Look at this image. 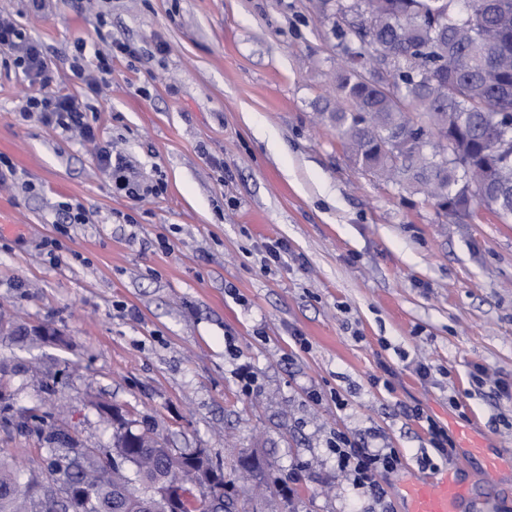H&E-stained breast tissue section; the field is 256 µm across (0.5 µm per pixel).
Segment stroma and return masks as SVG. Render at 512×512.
Listing matches in <instances>:
<instances>
[{"mask_svg": "<svg viewBox=\"0 0 512 512\" xmlns=\"http://www.w3.org/2000/svg\"><path fill=\"white\" fill-rule=\"evenodd\" d=\"M315 3L56 0L35 14L28 0H0L48 48L53 89L81 91L76 42L88 67L96 51L111 55L110 90L89 101L98 143L165 185L139 203L115 192L77 141L22 117L36 87L0 54V153L17 169L0 186V323L62 334H0V363L57 381L48 394L10 373L0 392L17 410L64 412L97 448L112 445L105 404L170 447L208 449L247 512H367L369 496L327 448L339 430L399 450L398 470L379 478L393 512H406L404 483L448 472L464 475L472 512H512V471L487 480L465 452L486 437L512 454V400L472 381L480 367L512 382V223L479 206L456 222L356 169L318 117L335 103L344 54ZM65 198L92 218L62 237ZM50 237L62 243L56 264L42 247ZM277 240L286 252L265 262ZM387 368L393 391L372 387ZM413 406L447 428L452 463L420 465L431 447L425 423L404 414ZM242 454L264 483L234 471Z\"/></svg>", "mask_w": 512, "mask_h": 512, "instance_id": "obj_1", "label": "stroma"}]
</instances>
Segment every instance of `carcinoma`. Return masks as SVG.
Masks as SVG:
<instances>
[{
	"instance_id": "cac0c4a2",
	"label": "carcinoma",
	"mask_w": 512,
	"mask_h": 512,
	"mask_svg": "<svg viewBox=\"0 0 512 512\" xmlns=\"http://www.w3.org/2000/svg\"><path fill=\"white\" fill-rule=\"evenodd\" d=\"M341 41L366 43L362 78L336 72V107L321 113L354 165L424 192L461 219L477 201L512 221V0H318ZM110 408L104 406L102 410ZM108 457L82 448L70 427L36 405L16 414L0 397V424L37 438L27 472L0 456V512H142L203 450L170 448L112 408Z\"/></svg>"
}]
</instances>
